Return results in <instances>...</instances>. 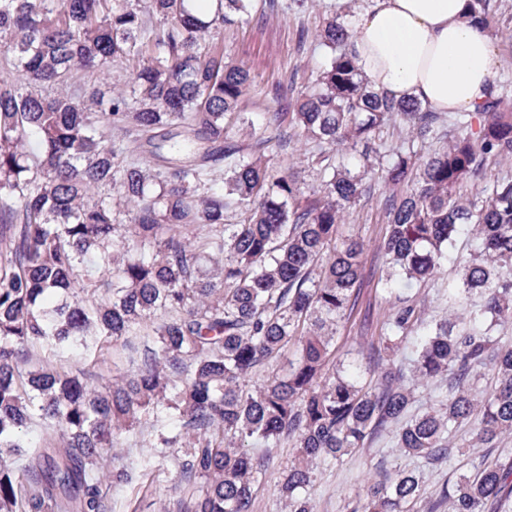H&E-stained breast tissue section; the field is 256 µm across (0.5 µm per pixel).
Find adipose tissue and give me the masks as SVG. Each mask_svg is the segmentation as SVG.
I'll return each instance as SVG.
<instances>
[{"instance_id":"ef3b65f1","label":"adipose tissue","mask_w":512,"mask_h":512,"mask_svg":"<svg viewBox=\"0 0 512 512\" xmlns=\"http://www.w3.org/2000/svg\"><path fill=\"white\" fill-rule=\"evenodd\" d=\"M353 48L375 88L435 112H468L500 66L468 0H372L356 15Z\"/></svg>"}]
</instances>
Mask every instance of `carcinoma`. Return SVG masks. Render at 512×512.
<instances>
[{
	"label": "carcinoma",
	"instance_id": "carcinoma-1",
	"mask_svg": "<svg viewBox=\"0 0 512 512\" xmlns=\"http://www.w3.org/2000/svg\"><path fill=\"white\" fill-rule=\"evenodd\" d=\"M303 2L262 0L283 15ZM469 2L487 26L497 0ZM252 8L0 0V55L18 74L0 80V512H106L104 457L135 431L164 459L176 449L179 482L194 487L162 512H252L284 440L294 448L279 488L286 512H316L317 465L386 431L421 468L380 469L347 512H409L421 469L452 459L464 422L477 420L484 448L512 436V348L497 336L512 320V180L488 176L489 160L512 158V90L494 87L471 112L424 111L375 89L356 66L354 30L327 22L315 40L328 61L295 96V127L316 143L307 198L293 166L267 159L293 139L279 113L257 124L238 112L260 90L224 54V25ZM118 62L132 65L126 88L74 82ZM399 119L410 137L388 154L376 134ZM440 138L446 146L425 151ZM343 150L407 185L385 201L393 302L370 343L372 387L361 364L331 362L364 250L338 229L370 192L368 170L336 162ZM467 187L475 196L459 195ZM465 225L479 243L448 302L470 307L469 320L414 337L421 307L400 290L435 279ZM145 326L152 341L137 367L101 385L31 363L35 349L88 351ZM287 350L288 370L269 373ZM485 370L490 391L479 387ZM443 375L448 390L414 408L416 389ZM36 419L58 438L30 441ZM510 492L512 448H500L427 512L448 500L451 512H508Z\"/></svg>",
	"mask_w": 512,
	"mask_h": 512
}]
</instances>
